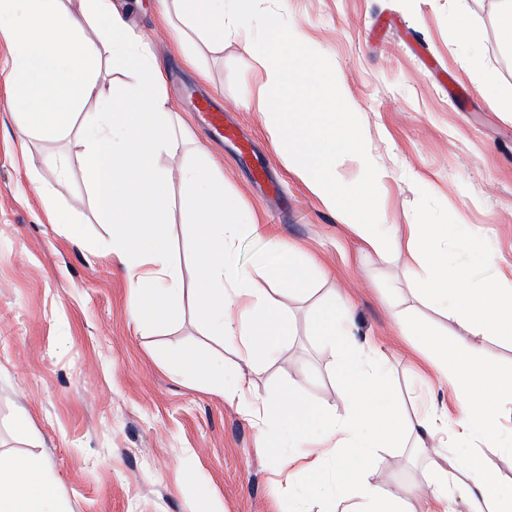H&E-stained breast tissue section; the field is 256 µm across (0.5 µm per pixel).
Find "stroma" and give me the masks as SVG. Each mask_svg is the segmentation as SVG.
<instances>
[{"label": "stroma", "mask_w": 512, "mask_h": 512, "mask_svg": "<svg viewBox=\"0 0 512 512\" xmlns=\"http://www.w3.org/2000/svg\"><path fill=\"white\" fill-rule=\"evenodd\" d=\"M127 20L144 36L164 74L168 104L189 142L205 146L226 187L242 201L248 225L237 243L242 273L275 264L276 245L299 243L319 262L311 289L280 294L294 334L247 374L256 397L269 400L294 379L307 382L312 404L341 405L344 384L331 344L311 319L340 293L357 339L383 348L397 397L412 407L415 353L424 341L398 335L392 314L424 323L435 337L450 332L418 293L403 257L390 261L360 251L344 225L306 188L294 165L271 143L248 103L260 70L241 43L190 64L174 42L156 0H130ZM281 14L303 46L345 86V110L387 177L365 193L364 215L388 223L422 221L448 227V257L492 282L512 265V117L464 64L478 54L499 90L512 93V50L505 48L499 0H262ZM464 9L476 32L459 44L450 11ZM11 44L0 36V452L44 457L69 512H194L209 498L219 512H293L298 477L275 475L258 444L254 419L224 395V372L240 359L207 335L189 306L158 327H138L126 272L112 255V230L90 205L75 242L49 223L46 207L63 209L84 196L74 139L46 141L21 134L9 106ZM223 109L237 142H219L190 96ZM70 155L72 172L58 177L47 156ZM268 158L264 178L257 161ZM172 258L193 282L185 195L170 183ZM182 349L216 365L198 377L169 371ZM192 469L193 483L183 481ZM428 461L411 443L379 452L374 479L404 503L426 512L421 493Z\"/></svg>", "instance_id": "stroma-1"}]
</instances>
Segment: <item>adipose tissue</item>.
Masks as SVG:
<instances>
[{"label": "adipose tissue", "mask_w": 512, "mask_h": 512, "mask_svg": "<svg viewBox=\"0 0 512 512\" xmlns=\"http://www.w3.org/2000/svg\"><path fill=\"white\" fill-rule=\"evenodd\" d=\"M0 0V27L12 42V108L47 140L76 134L82 147L85 187L102 223L112 227V252L127 271L136 321L159 323L189 301L207 331L234 346L244 361L268 354L291 336L292 323L271 282L303 293L315 263L295 259L297 246L279 245L280 261L242 274L235 262L242 232L238 195L224 188L206 148L195 146L181 166L185 222L193 244L195 285L184 288L170 257L168 173L160 156L177 157L184 144L163 94V74L149 45L130 29L116 0ZM174 36L189 56L200 48L224 51L226 38L239 39L264 79L254 110L276 148L284 150L308 190L358 240L380 257L407 254V268L422 294L457 326L451 339L428 341L423 357L431 373L448 384L459 404L456 418L429 409L403 417L393 397L385 357L377 346L360 345L348 307L328 302L314 323L338 346V372L347 384L344 413L313 407L301 382L269 401L253 399L243 371L230 377L233 395L261 429L289 424L290 454L279 443L264 446L280 469L305 462L317 489L356 499L357 512H406L374 479L377 449L410 437L429 457V512H452L454 488H463L472 512H512V488L493 479L477 452L449 459L448 449L471 435L493 445L512 438V368L484 363L481 344L491 336L512 337V268L497 273L493 286L479 284L471 270L450 266L434 251L440 225L387 224L364 216L359 204L381 171L362 147L356 128L340 110L345 87L330 80L321 59L294 48L293 35L275 12L250 29L258 0H159ZM94 36H87L88 24ZM130 69L133 82L104 86L103 62ZM320 89L323 109L293 98L296 82ZM94 111H85L86 103ZM354 163L361 179L345 184L339 159ZM350 469H343V462ZM0 512H65L43 460L0 454Z\"/></svg>", "instance_id": "ef3b65f1"}]
</instances>
